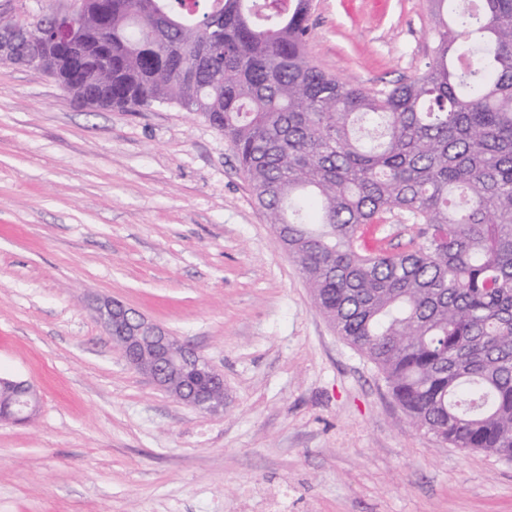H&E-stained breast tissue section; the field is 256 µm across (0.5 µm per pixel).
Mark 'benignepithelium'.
Returning <instances> with one entry per match:
<instances>
[{
  "mask_svg": "<svg viewBox=\"0 0 512 512\" xmlns=\"http://www.w3.org/2000/svg\"><path fill=\"white\" fill-rule=\"evenodd\" d=\"M20 29L19 24L0 28V54L15 53ZM94 313L126 363L137 373L189 407L205 413L223 409L224 401L217 394L224 392V376L193 348L119 301L102 299L95 304ZM15 385L17 397L0 418L22 424L37 410L30 399L38 397V391L28 380L18 379Z\"/></svg>",
  "mask_w": 512,
  "mask_h": 512,
  "instance_id": "1",
  "label": "benign epithelium"
}]
</instances>
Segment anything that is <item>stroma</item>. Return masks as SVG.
I'll return each mask as SVG.
<instances>
[{
	"mask_svg": "<svg viewBox=\"0 0 512 512\" xmlns=\"http://www.w3.org/2000/svg\"><path fill=\"white\" fill-rule=\"evenodd\" d=\"M428 0H309L306 52L369 89L432 59ZM116 299L224 375L204 414L131 369ZM0 512H512V462L418 430L336 334L224 139L176 104L81 107L0 65ZM15 381L18 390L17 397L12 402L11 406L4 410L2 419L14 424H22L31 418L39 405L32 406L29 399H39V395L36 386L32 382L21 379H15Z\"/></svg>",
	"mask_w": 512,
	"mask_h": 512,
	"instance_id": "obj_1",
	"label": "stroma"
}]
</instances>
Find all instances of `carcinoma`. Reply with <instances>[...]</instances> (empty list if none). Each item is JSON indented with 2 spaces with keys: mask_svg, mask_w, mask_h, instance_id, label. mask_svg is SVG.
Segmentation results:
<instances>
[{
  "mask_svg": "<svg viewBox=\"0 0 512 512\" xmlns=\"http://www.w3.org/2000/svg\"><path fill=\"white\" fill-rule=\"evenodd\" d=\"M305 0H87L83 64L32 54L83 105L177 104L224 134L337 335L417 428L512 461V0H430L435 50L367 89L307 57ZM398 212L407 250L365 228Z\"/></svg>",
  "mask_w": 512,
  "mask_h": 512,
  "instance_id": "carcinoma-1",
  "label": "carcinoma"
}]
</instances>
